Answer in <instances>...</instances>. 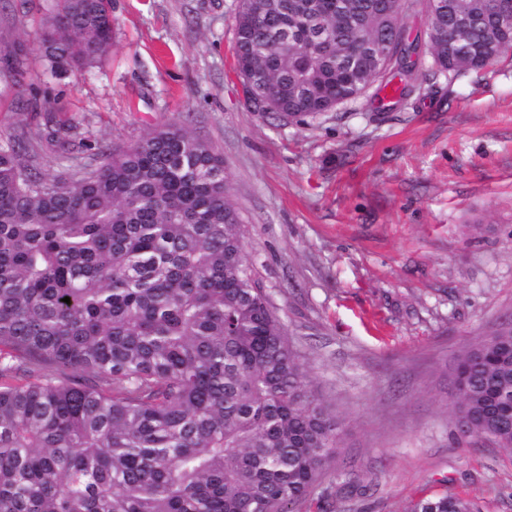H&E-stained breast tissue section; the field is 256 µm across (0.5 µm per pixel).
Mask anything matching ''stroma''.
<instances>
[{
	"label": "stroma",
	"instance_id": "1",
	"mask_svg": "<svg viewBox=\"0 0 512 512\" xmlns=\"http://www.w3.org/2000/svg\"><path fill=\"white\" fill-rule=\"evenodd\" d=\"M52 0H0L28 68L0 131L46 114L104 152L189 126L224 157L253 276L311 388L343 424L296 512H409L455 493L512 512V453L452 435L459 354L512 321V54L375 109V89L305 122L255 112L237 0H113L109 54L46 70Z\"/></svg>",
	"mask_w": 512,
	"mask_h": 512
}]
</instances>
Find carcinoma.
<instances>
[{
    "instance_id": "carcinoma-1",
    "label": "carcinoma",
    "mask_w": 512,
    "mask_h": 512,
    "mask_svg": "<svg viewBox=\"0 0 512 512\" xmlns=\"http://www.w3.org/2000/svg\"><path fill=\"white\" fill-rule=\"evenodd\" d=\"M411 5L238 0L254 111L302 121L392 69L404 98L512 45V0H426L407 44ZM112 28V0H55L51 71L92 66ZM0 52L9 90L24 58ZM73 129L0 131V512H292L340 422L249 271L223 157L172 125L66 177L33 173L47 150H94ZM455 385L456 428L512 452V322L458 358ZM410 512L474 505L442 494ZM401 25L410 41L416 36H423L427 28V11L423 1L416 3L402 15Z\"/></svg>"
}]
</instances>
